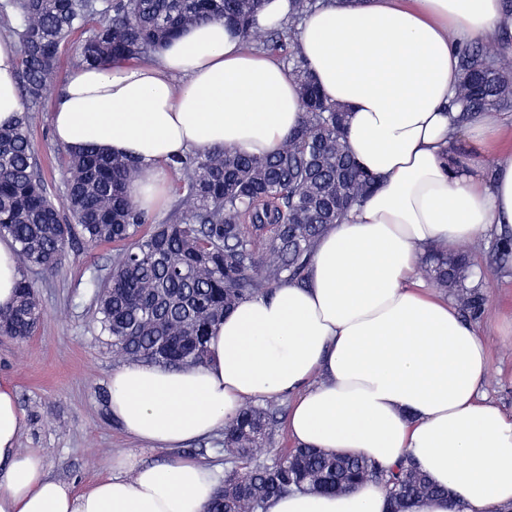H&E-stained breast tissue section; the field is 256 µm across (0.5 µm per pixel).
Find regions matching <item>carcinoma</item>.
I'll return each instance as SVG.
<instances>
[{"label": "carcinoma", "instance_id": "cac0c4a2", "mask_svg": "<svg viewBox=\"0 0 512 512\" xmlns=\"http://www.w3.org/2000/svg\"><path fill=\"white\" fill-rule=\"evenodd\" d=\"M264 0H3L0 17L20 60L22 112L0 127V238L16 246L18 268L50 274L74 241L88 248L117 243L108 275L95 281L99 334L126 364L168 367L208 362L207 342L224 316L245 300L283 284L301 286L314 248L328 228L378 185L346 146L345 112L328 102L295 47L297 25L327 0H288V26L262 48L279 55L300 85L301 120L274 154L257 157L217 147L173 159L179 200L163 222L142 211L126 186L138 162L93 146L67 154L64 190L54 194L41 175L30 138L43 111L60 46L95 21L76 48L79 65L121 64L160 52L185 29L222 20L250 46ZM457 99L465 113L512 107V68L498 43L476 41L461 56ZM425 277L453 292L463 308L479 295L466 287L468 256L431 247ZM37 281L20 274L13 306L0 308V336L17 343L43 318ZM279 396L247 401L224 423V471L205 512H266L269 500L293 492L346 493L366 478L386 487L390 512L415 498L445 493L410 459L394 470L326 450L273 444Z\"/></svg>", "mask_w": 512, "mask_h": 512}]
</instances>
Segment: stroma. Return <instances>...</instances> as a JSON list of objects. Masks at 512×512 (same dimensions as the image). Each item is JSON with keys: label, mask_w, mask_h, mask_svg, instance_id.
Masks as SVG:
<instances>
[{"label": "stroma", "mask_w": 512, "mask_h": 512, "mask_svg": "<svg viewBox=\"0 0 512 512\" xmlns=\"http://www.w3.org/2000/svg\"><path fill=\"white\" fill-rule=\"evenodd\" d=\"M86 36L77 31L61 46L56 76L46 92L47 109L31 127L41 173L54 192L63 188L66 164L53 137L49 108ZM501 116L504 128L497 139L481 147L461 137L452 154L466 158L479 152L486 167H493L498 156L512 152V109L502 110ZM499 247L493 234L468 247L474 275L467 285L477 289L482 302L464 319L487 339L489 370L480 391L512 416V327L507 324L512 317V256L500 258ZM112 250L109 243L90 251L77 248L52 275L35 268L28 272L39 284L44 318L25 342L0 341V382L14 389L22 418L19 447L38 450L50 477L79 490L110 475L119 455L146 465L193 459L226 469L222 432L175 448H156L127 434L113 416L109 382L119 363L99 334L91 286L108 274Z\"/></svg>", "instance_id": "obj_1"}]
</instances>
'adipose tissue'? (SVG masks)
<instances>
[{"mask_svg": "<svg viewBox=\"0 0 512 512\" xmlns=\"http://www.w3.org/2000/svg\"><path fill=\"white\" fill-rule=\"evenodd\" d=\"M512 28L504 0H330L297 29L324 95L349 113L348 145L380 186L320 238L305 287L284 285L241 303L216 326L207 365L122 366L110 405L142 442L177 447L208 436L248 400L290 394L300 444L367 457L389 469L412 458L450 496L406 512H502L512 505V416L479 393L484 337L418 273L427 247L455 253L512 229V153L492 172L449 153L459 135L485 143L498 113L459 119L460 48ZM18 58L0 38V126L21 111ZM284 66L244 50L213 20L183 31L153 61L81 66L52 112L57 142L137 159L128 194L154 213L172 157L233 146L274 152L299 123ZM13 388L0 383V512H203L216 485L206 465L133 466L78 492L19 448ZM368 479L344 495L295 492L267 512H386Z\"/></svg>", "mask_w": 512, "mask_h": 512, "instance_id": "1", "label": "adipose tissue"}]
</instances>
